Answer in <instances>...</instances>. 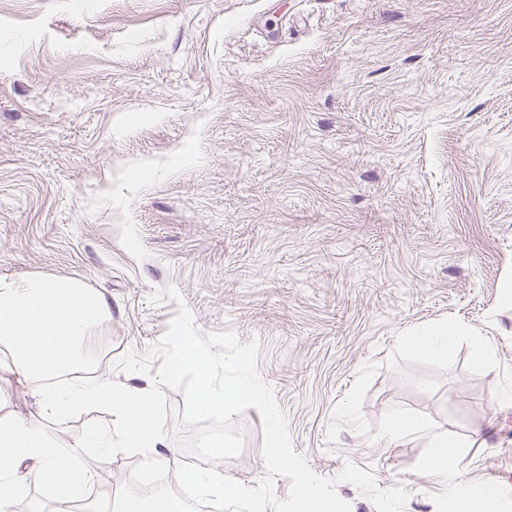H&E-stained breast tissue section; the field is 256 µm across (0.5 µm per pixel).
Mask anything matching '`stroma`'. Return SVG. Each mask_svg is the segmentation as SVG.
<instances>
[{
	"instance_id": "35a3bbf8",
	"label": "stroma",
	"mask_w": 512,
	"mask_h": 512,
	"mask_svg": "<svg viewBox=\"0 0 512 512\" xmlns=\"http://www.w3.org/2000/svg\"><path fill=\"white\" fill-rule=\"evenodd\" d=\"M24 276L106 297L97 376L148 386L118 363L182 304L256 344L317 476L354 463L404 512H449L463 481L512 512V0H0V277ZM448 319L495 360L399 341ZM35 407L0 369V416ZM393 407L465 441L451 478L427 436L380 440ZM45 426L70 441L112 417ZM231 426L224 476L257 486L262 419ZM155 460L97 470L137 496Z\"/></svg>"
}]
</instances>
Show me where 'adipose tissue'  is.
Returning a JSON list of instances; mask_svg holds the SVG:
<instances>
[{
	"label": "adipose tissue",
	"mask_w": 512,
	"mask_h": 512,
	"mask_svg": "<svg viewBox=\"0 0 512 512\" xmlns=\"http://www.w3.org/2000/svg\"><path fill=\"white\" fill-rule=\"evenodd\" d=\"M111 317L101 293L74 280L28 276L0 279V346L10 371L36 384L37 411L29 416H0V512H12L20 491L17 470L21 462L37 461L29 479L51 488L55 512H70L79 493L101 477L91 460L74 461L78 448L112 453L120 448L154 449L164 446L167 434L155 418L152 392L133 391L88 374L94 332ZM473 347L474 362L492 363L495 348L457 321H440L410 331L404 345L416 355L447 359L459 340ZM91 407L112 413L109 431L90 430L74 442L51 440L44 430L49 419H59ZM428 435L425 466L439 476L454 471L458 453L452 452L447 433L429 432L426 421L393 407L380 437L384 440ZM219 462L197 469L194 480L208 495H233L248 512H264L250 487L225 479Z\"/></svg>",
	"instance_id": "adipose-tissue-1"
}]
</instances>
